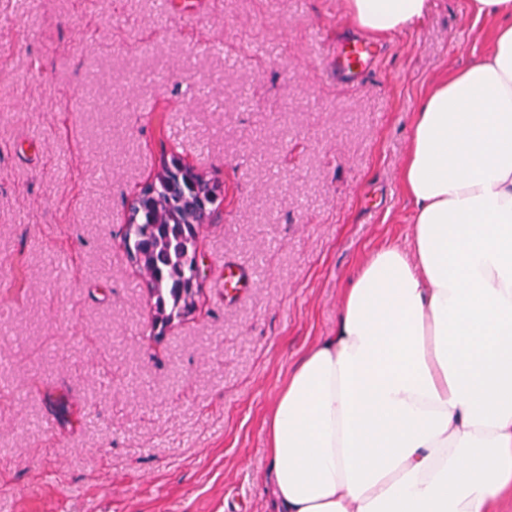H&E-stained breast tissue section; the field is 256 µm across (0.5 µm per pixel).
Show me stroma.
Listing matches in <instances>:
<instances>
[{"label": "stroma", "mask_w": 512, "mask_h": 512, "mask_svg": "<svg viewBox=\"0 0 512 512\" xmlns=\"http://www.w3.org/2000/svg\"><path fill=\"white\" fill-rule=\"evenodd\" d=\"M351 33L342 0H0V512H268L278 388L355 263L408 242L421 100L493 47L433 0L350 89ZM172 151L224 201L157 337L122 227ZM228 261L256 276L232 300Z\"/></svg>", "instance_id": "35a3bbf8"}]
</instances>
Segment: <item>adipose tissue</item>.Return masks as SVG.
<instances>
[{
	"label": "adipose tissue",
	"instance_id": "ef3b65f1",
	"mask_svg": "<svg viewBox=\"0 0 512 512\" xmlns=\"http://www.w3.org/2000/svg\"><path fill=\"white\" fill-rule=\"evenodd\" d=\"M468 8L494 21L493 48L414 116L412 247L357 263L265 421L273 512H496L512 497V0ZM429 9L343 0L376 37Z\"/></svg>",
	"mask_w": 512,
	"mask_h": 512
}]
</instances>
